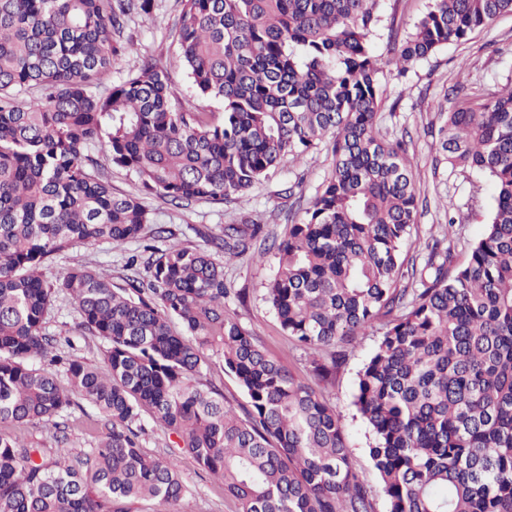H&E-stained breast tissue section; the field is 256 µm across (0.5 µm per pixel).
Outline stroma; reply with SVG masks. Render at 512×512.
<instances>
[{"label": "stroma", "mask_w": 512, "mask_h": 512, "mask_svg": "<svg viewBox=\"0 0 512 512\" xmlns=\"http://www.w3.org/2000/svg\"><path fill=\"white\" fill-rule=\"evenodd\" d=\"M433 0H383L382 22L371 38L378 55H386L389 34L405 39L428 12ZM179 0H153L149 15L129 23L125 35L133 40L134 52L119 57L112 68L113 81L136 72L141 56L148 55L167 67L170 80L182 106H206L219 111L218 103L203 102L186 71L177 63L174 25ZM478 91L488 94L512 84V15L499 17L477 29L467 40L440 47L428 58L413 64L405 77H398L394 65L383 68L382 108L378 127L387 140L408 138L409 155L416 166V185L427 200L417 224L411 229L405 250L407 260L423 264L428 241L453 235L452 246L458 261H465L471 247L486 233L495 207L494 185L483 173L448 163L438 137V128L448 111L446 90L457 75ZM333 163L330 146H322L307 164L299 166L283 158L268 177L256 184L245 197L224 202H201L188 209H174L155 196L144 198L156 223L172 230L169 242L181 247L204 245L206 237L219 235L224 225L248 220L265 225L270 235L284 238L288 231L294 188L301 205L316 196L329 176ZM151 238L145 237L115 247L103 242L86 248L76 246L53 257L41 269L46 283H55L67 269L83 265L110 275L113 287L124 286L131 256L146 259ZM278 265L275 253L247 255L224 267V278L233 290L226 312L254 334L264 349L302 380L311 383L335 407L345 427L353 463L372 492L375 512H385L386 503L368 448L373 435L353 404L358 371L379 339L371 331L336 352L310 355L296 348L283 333L265 286ZM80 316L69 296L56 294L47 315L45 329L59 341L65 355L89 365L101 366L105 344L79 326ZM337 359L335 370L317 376L315 367ZM67 446L80 455L94 446L104 430L98 410L79 394H72L71 405L63 414ZM180 475L189 489L187 512H237V504L226 497L223 486L201 469L187 454H180Z\"/></svg>", "instance_id": "1"}]
</instances>
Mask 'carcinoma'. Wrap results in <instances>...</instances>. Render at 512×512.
<instances>
[{
	"instance_id": "1",
	"label": "carcinoma",
	"mask_w": 512,
	"mask_h": 512,
	"mask_svg": "<svg viewBox=\"0 0 512 512\" xmlns=\"http://www.w3.org/2000/svg\"><path fill=\"white\" fill-rule=\"evenodd\" d=\"M380 2L180 0L178 60L218 115L179 105L149 56L99 91L133 51L114 37L152 0H0V424L57 429L73 392L111 424L75 461L0 437V512H130L138 501L184 512L178 460L138 446L144 412L239 512H374L336 408L226 313L224 263L208 248L157 249L122 288L82 266L54 288L41 275L72 245L171 234L140 198L112 191L90 154L98 144L143 194L187 207L241 198L328 137L331 177L270 244L278 268L265 299L313 353L381 326L354 405L374 435L387 512H512V87L448 86L441 148L492 178L496 206L466 263L436 240L424 267L409 264L419 196L406 144L377 124L383 61L369 35ZM505 14L512 0H434L391 61L402 76ZM263 233L226 224L209 244L238 257ZM56 290L105 342L104 368L53 353L44 323ZM209 352L247 397L245 417L200 384Z\"/></svg>"
}]
</instances>
